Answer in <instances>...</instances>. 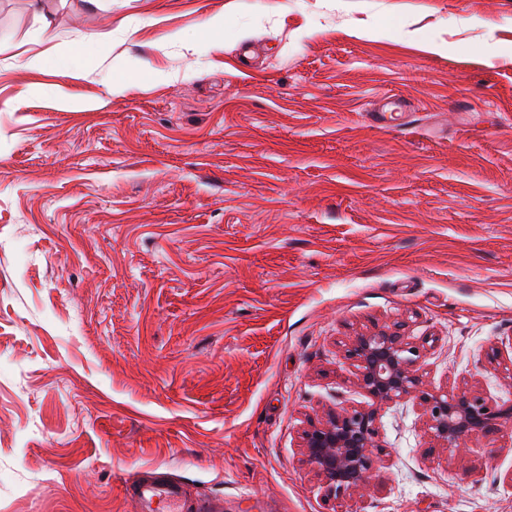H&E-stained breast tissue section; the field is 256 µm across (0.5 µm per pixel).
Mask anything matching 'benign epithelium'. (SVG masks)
Wrapping results in <instances>:
<instances>
[{"mask_svg": "<svg viewBox=\"0 0 512 512\" xmlns=\"http://www.w3.org/2000/svg\"><path fill=\"white\" fill-rule=\"evenodd\" d=\"M347 356L357 362V385L369 397L364 407L328 413L301 433L305 460L336 499L363 488L374 467L379 410L405 398L419 400L431 437L453 454L468 440L498 431L512 421V405L499 404L478 389L430 392L422 388L418 346L397 330L354 337Z\"/></svg>", "mask_w": 512, "mask_h": 512, "instance_id": "7a95c632", "label": "benign epithelium"}]
</instances>
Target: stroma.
I'll return each instance as SVG.
<instances>
[{
    "label": "stroma",
    "instance_id": "1",
    "mask_svg": "<svg viewBox=\"0 0 512 512\" xmlns=\"http://www.w3.org/2000/svg\"><path fill=\"white\" fill-rule=\"evenodd\" d=\"M401 321L424 388L512 403V0H0V512H134L148 467L223 512H512V422L452 455L393 402L338 499L305 461Z\"/></svg>",
    "mask_w": 512,
    "mask_h": 512
}]
</instances>
